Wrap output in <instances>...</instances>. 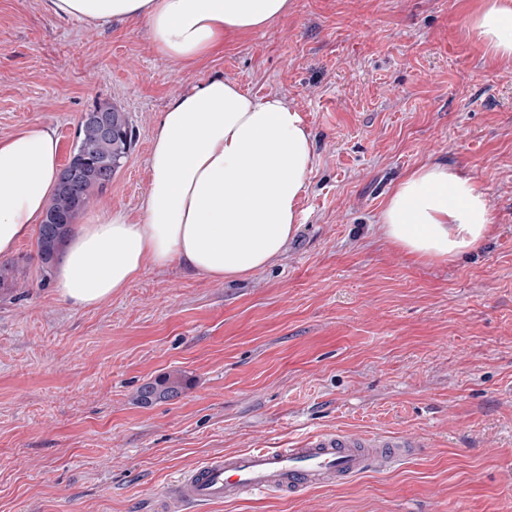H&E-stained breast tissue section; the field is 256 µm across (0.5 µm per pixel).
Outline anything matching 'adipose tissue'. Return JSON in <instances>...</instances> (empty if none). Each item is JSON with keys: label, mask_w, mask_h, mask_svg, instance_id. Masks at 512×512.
Segmentation results:
<instances>
[{"label": "adipose tissue", "mask_w": 512, "mask_h": 512, "mask_svg": "<svg viewBox=\"0 0 512 512\" xmlns=\"http://www.w3.org/2000/svg\"><path fill=\"white\" fill-rule=\"evenodd\" d=\"M43 11L91 24L144 22L164 58L190 64L228 32L271 26L288 0H42ZM470 29L495 57L512 60V0H482ZM313 160L300 113L277 95L258 98L231 80L208 79L171 100L152 140L138 220L103 210L79 225L56 269L60 296L77 307L112 298L145 264L178 262L189 273L235 280L274 263L301 222ZM53 130L0 140V257L41 223L57 184ZM379 222L410 256L447 261L478 249L492 224L484 190L458 168L427 163L390 191Z\"/></svg>", "instance_id": "adipose-tissue-1"}]
</instances>
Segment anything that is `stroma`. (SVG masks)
Returning a JSON list of instances; mask_svg holds the SVG:
<instances>
[{"instance_id": "stroma-1", "label": "stroma", "mask_w": 512, "mask_h": 512, "mask_svg": "<svg viewBox=\"0 0 512 512\" xmlns=\"http://www.w3.org/2000/svg\"><path fill=\"white\" fill-rule=\"evenodd\" d=\"M474 0H288L203 62L0 0V139L48 127L67 160L84 112H126L133 150L91 205L138 216L161 112L214 76L296 107L314 157L284 255L230 282L146 265L91 308L45 277L37 237L0 289V512H160L170 479L228 450L315 429L421 434L423 452L304 495L202 512H512V62L465 19ZM445 162L488 196L476 251L423 262L377 218L409 171ZM186 388L150 406L138 388ZM185 385V379L181 374H168L144 384L139 391L138 400L142 404H150L157 400L173 399L181 394Z\"/></svg>"}]
</instances>
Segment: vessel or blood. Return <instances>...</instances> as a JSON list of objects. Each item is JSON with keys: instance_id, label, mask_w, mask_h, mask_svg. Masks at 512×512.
<instances>
[{"instance_id": "b4317fda", "label": "vessel or blood", "mask_w": 512, "mask_h": 512, "mask_svg": "<svg viewBox=\"0 0 512 512\" xmlns=\"http://www.w3.org/2000/svg\"><path fill=\"white\" fill-rule=\"evenodd\" d=\"M421 445L410 432L391 437L326 429L286 448L228 451L171 481L162 512H187L192 505L337 485L366 472L385 470Z\"/></svg>"}]
</instances>
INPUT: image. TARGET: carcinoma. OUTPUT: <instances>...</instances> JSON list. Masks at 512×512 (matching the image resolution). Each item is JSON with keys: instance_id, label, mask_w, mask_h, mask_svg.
Listing matches in <instances>:
<instances>
[{"instance_id": "cac0c4a2", "label": "carcinoma", "mask_w": 512, "mask_h": 512, "mask_svg": "<svg viewBox=\"0 0 512 512\" xmlns=\"http://www.w3.org/2000/svg\"><path fill=\"white\" fill-rule=\"evenodd\" d=\"M96 113L106 116L111 135L102 133L94 118ZM134 141L135 132L128 116L113 104L98 103L81 116L76 140L66 163L70 178L66 183L57 184L46 207L45 222L39 224L37 250L43 271L52 270L77 218L94 196L103 193L112 183V177L129 157ZM185 385L181 374H168L144 384L138 400L150 404L173 399L181 394Z\"/></svg>"}]
</instances>
